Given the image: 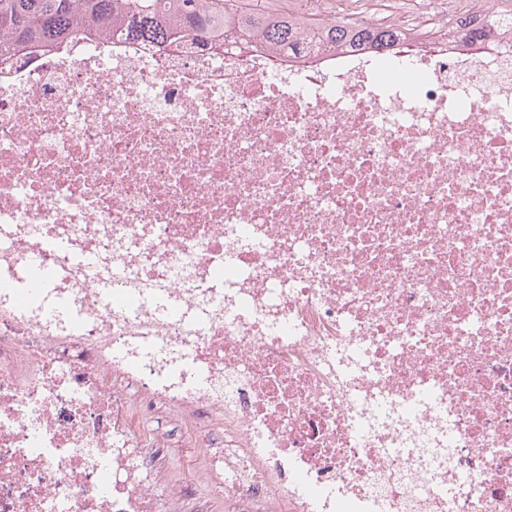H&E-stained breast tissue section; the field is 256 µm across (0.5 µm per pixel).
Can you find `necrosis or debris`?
<instances>
[{"label": "necrosis or debris", "instance_id": "4bbe7bcc", "mask_svg": "<svg viewBox=\"0 0 512 512\" xmlns=\"http://www.w3.org/2000/svg\"><path fill=\"white\" fill-rule=\"evenodd\" d=\"M0 69V512H512V26ZM51 270L23 277L30 259ZM202 451L203 448L188 446L172 448L169 457L162 462V465L172 469L183 479L193 481L197 476L198 462Z\"/></svg>", "mask_w": 512, "mask_h": 512}]
</instances>
